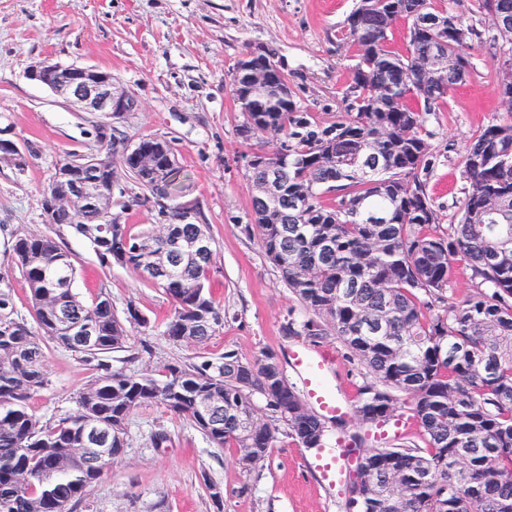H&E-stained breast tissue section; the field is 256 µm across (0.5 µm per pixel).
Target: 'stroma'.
<instances>
[{"label": "stroma", "instance_id": "1", "mask_svg": "<svg viewBox=\"0 0 512 512\" xmlns=\"http://www.w3.org/2000/svg\"><path fill=\"white\" fill-rule=\"evenodd\" d=\"M359 0H0V140L32 150L18 177L0 166V275L8 278L16 310L29 318L28 287L13 264L15 229L48 232L43 191L57 165L98 148V115L78 111L25 72L48 58L64 66H96L138 99L137 111L118 120L126 135L170 140L210 226L214 249L212 292L224 325L200 347L163 336L160 323L173 310L163 290L141 282L128 268L104 267L92 247L66 225L56 230L76 259V288L86 302L109 297L117 315L128 305L147 318L125 348L112 352L113 368L130 374H162L236 351L254 359L265 353L287 360L300 338L285 335L288 318H303L301 305L265 259L251 223L252 187L246 177L249 146L239 134L243 115L229 77L249 51L274 54L288 75L295 100L317 123H334L344 108L343 91L354 48L343 40L346 17ZM452 7L478 31L464 83L427 117L432 164L426 189L441 225L457 223L470 184L463 173L466 140L507 119L494 82L503 45L475 0ZM127 178L113 186L112 208L124 213L132 232L159 223L154 203L134 199ZM48 386L30 408L41 421L58 419L75 406L94 372L74 353L50 344L44 350ZM163 432L167 441L155 447ZM315 451L281 438L262 467L245 472L234 451L216 448L189 422L163 406L135 410L128 446L106 466L73 512H343L344 496L320 480ZM222 492L213 501L209 486Z\"/></svg>", "mask_w": 512, "mask_h": 512}]
</instances>
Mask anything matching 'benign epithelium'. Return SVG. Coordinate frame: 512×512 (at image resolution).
<instances>
[{"mask_svg":"<svg viewBox=\"0 0 512 512\" xmlns=\"http://www.w3.org/2000/svg\"><path fill=\"white\" fill-rule=\"evenodd\" d=\"M250 57L262 64L269 73L283 71L281 64L262 49L254 50ZM26 78L44 86L76 106L82 112L99 114L107 119L103 131L109 132L112 120L130 111L131 92L115 86L112 74L92 66H61L49 60L31 65Z\"/></svg>","mask_w":512,"mask_h":512,"instance_id":"benign-epithelium-1","label":"benign epithelium"}]
</instances>
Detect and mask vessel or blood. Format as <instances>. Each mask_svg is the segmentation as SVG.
I'll use <instances>...</instances> for the list:
<instances>
[{
  "label": "vessel or blood",
  "instance_id": "obj_1",
  "mask_svg": "<svg viewBox=\"0 0 512 512\" xmlns=\"http://www.w3.org/2000/svg\"><path fill=\"white\" fill-rule=\"evenodd\" d=\"M289 365L320 415L327 419L343 417L347 411L344 402L326 385L332 374L333 355L325 350L296 348L288 354ZM348 450L338 447L317 462L324 484L332 490H342L344 467Z\"/></svg>",
  "mask_w": 512,
  "mask_h": 512
}]
</instances>
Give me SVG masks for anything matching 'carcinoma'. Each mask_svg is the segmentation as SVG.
<instances>
[{
    "mask_svg": "<svg viewBox=\"0 0 512 512\" xmlns=\"http://www.w3.org/2000/svg\"><path fill=\"white\" fill-rule=\"evenodd\" d=\"M501 39L512 45V0H477ZM407 24L406 52L389 47L393 27ZM354 64L344 113L322 127L301 109L281 75L269 86L250 58L231 74L245 139H278L268 157L280 196L252 202L266 260L301 304L289 336L313 343L332 336L363 368L354 416L372 426L407 397L418 440L363 449L365 479L346 500L361 512H512V69L499 71L509 121L496 122L465 146L470 189L456 224L441 229L423 179L429 159L426 115L464 81L476 32L448 0H359L346 18ZM439 48L434 69L424 63ZM95 157L65 161L44 198H69L53 223L68 224L102 265L138 273L172 300L163 335L202 346L224 325L211 293L213 239L180 179L168 195L162 173L176 158L163 136L123 134L104 140ZM247 161L251 184L268 166ZM0 165L27 171L26 153L0 149ZM153 200L164 223L131 232L112 211L116 169ZM88 196H74V184ZM191 206L187 218L184 206ZM207 249L189 251L199 240ZM11 251L29 288L33 323L18 317L13 289L0 275V512H70L127 447V422L158 404L197 427L216 448L235 450L244 471L262 465L283 435L303 448L324 447L328 421L311 410L275 355L246 359L233 350L216 359L151 373L111 369L103 357L124 348L128 326L147 319L133 307L118 317L106 296L88 305L75 288V259L51 234L17 229ZM165 262L167 272H150ZM476 292L448 301L459 262ZM55 342L99 376L81 389L76 408L41 423L30 400L47 385L46 343ZM105 436L106 458L91 449Z\"/></svg>",
    "mask_w": 512,
    "mask_h": 512,
    "instance_id": "obj_1",
    "label": "carcinoma"
}]
</instances>
